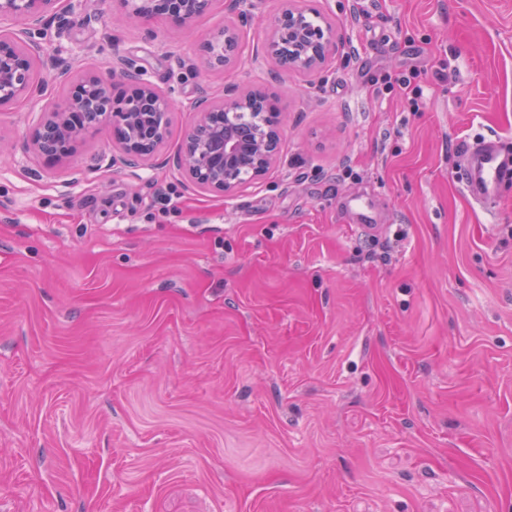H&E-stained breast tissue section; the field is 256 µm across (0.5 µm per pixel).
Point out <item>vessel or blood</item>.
<instances>
[{
  "label": "vessel or blood",
  "instance_id": "obj_1",
  "mask_svg": "<svg viewBox=\"0 0 512 512\" xmlns=\"http://www.w3.org/2000/svg\"><path fill=\"white\" fill-rule=\"evenodd\" d=\"M466 161V194L480 206L491 205L499 198L503 172L512 168V154L503 152L497 140L485 139L468 147Z\"/></svg>",
  "mask_w": 512,
  "mask_h": 512
}]
</instances>
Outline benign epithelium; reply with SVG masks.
<instances>
[{
  "mask_svg": "<svg viewBox=\"0 0 512 512\" xmlns=\"http://www.w3.org/2000/svg\"><path fill=\"white\" fill-rule=\"evenodd\" d=\"M214 0H120L126 18L148 24L170 19L180 26L193 24ZM61 0H0V18H16L25 27L0 33V100L15 101L41 91L30 74V61L42 58V48L28 39L27 30L60 11ZM320 16L282 0L266 32L261 51L276 70L271 77L323 72L336 54V29ZM242 34L236 27L219 29L199 44L197 60L211 71H227L242 58ZM130 85V93H112L113 80ZM192 121L173 164L197 188L226 197L262 179L279 160L283 137L277 98L257 91L224 89L214 98L201 93L191 104ZM173 112L170 97L146 81L139 70L117 62L107 74L92 72L70 83L67 96L45 110L46 118L32 140L45 158L71 154L92 130L109 124L122 131L117 138L125 166L150 157L166 138Z\"/></svg>",
  "mask_w": 512,
  "mask_h": 512,
  "instance_id": "obj_1",
  "label": "benign epithelium"
}]
</instances>
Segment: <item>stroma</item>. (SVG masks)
I'll use <instances>...</instances> for the list:
<instances>
[{
	"mask_svg": "<svg viewBox=\"0 0 512 512\" xmlns=\"http://www.w3.org/2000/svg\"><path fill=\"white\" fill-rule=\"evenodd\" d=\"M339 38L274 81L238 21L127 24L65 0L31 32L70 77L123 59L174 102L134 168L109 127L28 140L67 87L0 106V512H512V182L466 196L467 144L512 149V0H296ZM417 71L410 105L399 78ZM275 95L269 174L232 197L170 159L225 86ZM242 34L236 27H225L206 36L199 44L197 60L211 71H227L242 58Z\"/></svg>",
	"mask_w": 512,
	"mask_h": 512,
	"instance_id": "stroma-1",
	"label": "stroma"
}]
</instances>
